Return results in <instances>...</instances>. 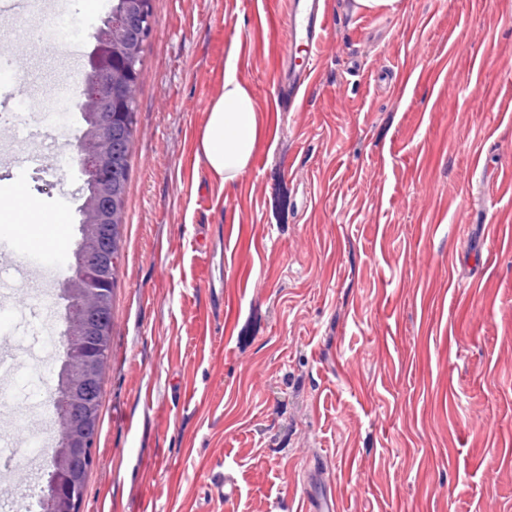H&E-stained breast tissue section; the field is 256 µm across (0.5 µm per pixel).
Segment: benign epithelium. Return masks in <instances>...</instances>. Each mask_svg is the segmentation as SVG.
<instances>
[{"instance_id": "benign-epithelium-1", "label": "benign epithelium", "mask_w": 512, "mask_h": 512, "mask_svg": "<svg viewBox=\"0 0 512 512\" xmlns=\"http://www.w3.org/2000/svg\"><path fill=\"white\" fill-rule=\"evenodd\" d=\"M124 12L117 11L107 18L96 35L90 60L96 66L93 87L86 92L81 105L84 112L97 116V125L80 139V165L86 182L96 187V194L84 203V223L105 228L112 235V113L125 112L132 102V84L125 76L127 65L119 60L123 45L138 43L148 37L152 15L141 9L139 26L132 29L121 21ZM112 265L97 254L75 266L72 281L77 287L76 307L86 319L74 313L69 318L65 336L66 350L71 357L72 375L85 374L87 379L97 375L99 363L107 356V328L98 322L111 281ZM56 494L49 502L50 512H71L74 502L71 477L64 461L55 460Z\"/></svg>"}]
</instances>
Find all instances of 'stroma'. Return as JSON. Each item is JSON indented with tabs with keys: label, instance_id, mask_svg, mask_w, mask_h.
Instances as JSON below:
<instances>
[{
	"label": "stroma",
	"instance_id": "1",
	"mask_svg": "<svg viewBox=\"0 0 512 512\" xmlns=\"http://www.w3.org/2000/svg\"><path fill=\"white\" fill-rule=\"evenodd\" d=\"M301 111H280L289 0H152L134 98L122 265L100 434L80 512H304L323 474L341 512H512V0H329ZM116 0L0 16L22 45L31 135L0 128V186L21 181L82 237L79 164L19 168L86 128L42 97L87 84ZM71 24L82 56L24 26ZM375 46L363 58V43ZM267 132L239 184L196 163L230 50ZM75 258L34 279L60 314ZM11 382L64 350L15 339ZM51 454L0 456L13 512H40ZM232 477L237 492L220 488Z\"/></svg>",
	"mask_w": 512,
	"mask_h": 512
}]
</instances>
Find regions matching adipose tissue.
Returning a JSON list of instances; mask_svg holds the SVG:
<instances>
[{
	"label": "adipose tissue",
	"instance_id": "1",
	"mask_svg": "<svg viewBox=\"0 0 512 512\" xmlns=\"http://www.w3.org/2000/svg\"><path fill=\"white\" fill-rule=\"evenodd\" d=\"M263 131V118L253 92L234 74H226L199 131L196 158L221 188L235 187L250 166ZM64 221L62 210L44 212L38 202L27 197L21 185L0 191V232L16 233L25 223L43 225L40 246L54 257L60 256L62 249L56 227Z\"/></svg>",
	"mask_w": 512,
	"mask_h": 512
}]
</instances>
